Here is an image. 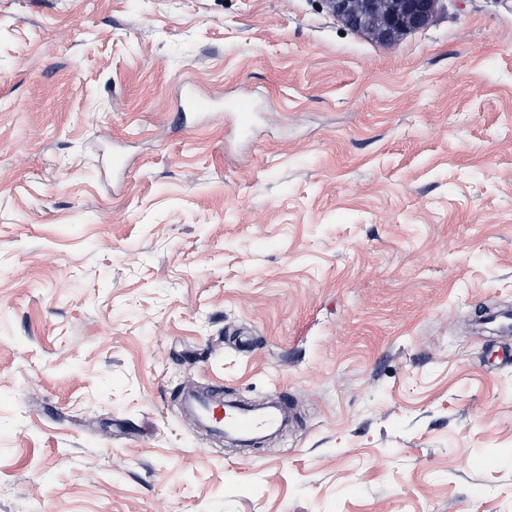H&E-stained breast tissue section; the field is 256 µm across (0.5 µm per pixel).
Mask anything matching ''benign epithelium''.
<instances>
[{"mask_svg":"<svg viewBox=\"0 0 512 512\" xmlns=\"http://www.w3.org/2000/svg\"><path fill=\"white\" fill-rule=\"evenodd\" d=\"M332 15L380 44L427 26L438 0H325Z\"/></svg>","mask_w":512,"mask_h":512,"instance_id":"7a95c632","label":"benign epithelium"}]
</instances>
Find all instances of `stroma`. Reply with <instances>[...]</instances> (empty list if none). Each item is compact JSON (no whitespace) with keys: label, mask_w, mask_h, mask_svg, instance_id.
<instances>
[{"label":"stroma","mask_w":512,"mask_h":512,"mask_svg":"<svg viewBox=\"0 0 512 512\" xmlns=\"http://www.w3.org/2000/svg\"><path fill=\"white\" fill-rule=\"evenodd\" d=\"M498 310L512 0H0V512H512ZM216 387L287 431L215 443ZM347 26L366 32L376 42L389 44L427 26L438 0H324Z\"/></svg>","instance_id":"stroma-1"}]
</instances>
